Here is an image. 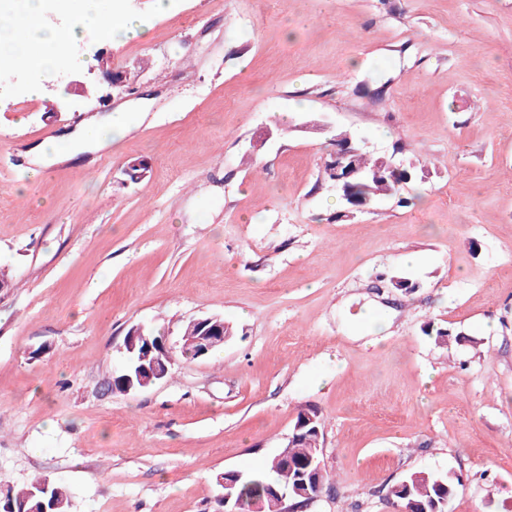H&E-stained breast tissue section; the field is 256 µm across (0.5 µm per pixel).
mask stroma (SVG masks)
Here are the masks:
<instances>
[{
	"label": "stroma",
	"mask_w": 512,
	"mask_h": 512,
	"mask_svg": "<svg viewBox=\"0 0 512 512\" xmlns=\"http://www.w3.org/2000/svg\"><path fill=\"white\" fill-rule=\"evenodd\" d=\"M113 3L146 38H84L79 87L62 69L34 99L18 70L0 95V492L224 512L217 475L313 408L329 481L305 512H391L415 471L454 476L448 512H512V0ZM117 112L122 140L55 155ZM341 130L415 166L404 202L338 216ZM209 316L222 348L112 390L129 328L174 348Z\"/></svg>",
	"instance_id": "35a3bbf8"
}]
</instances>
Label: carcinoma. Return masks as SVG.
<instances>
[{
	"label": "carcinoma",
	"instance_id": "cac0c4a2",
	"mask_svg": "<svg viewBox=\"0 0 512 512\" xmlns=\"http://www.w3.org/2000/svg\"><path fill=\"white\" fill-rule=\"evenodd\" d=\"M351 144L352 154L346 160L352 175L340 181L337 189L341 213L360 211L379 199L398 195L416 178V169L408 164L396 174L379 170V158L369 155L364 146L345 131L336 134L334 145ZM141 343H136L132 358L125 361L123 371L115 379V385H123L128 378L136 377L142 368ZM322 419L311 409L309 416L298 413L291 438L283 449L266 462L259 473L227 470L216 477L227 487L223 491L232 494L239 512H283L281 490L288 491V498L304 503L301 495L305 484L310 482L321 468L320 436ZM455 482L449 474L415 471L393 484L389 497L404 512H448V501L454 495ZM52 501V512H68L69 493L59 484L46 483L35 478L24 486L9 488L0 498V512H41L42 503Z\"/></svg>",
	"mask_w": 512,
	"mask_h": 512
}]
</instances>
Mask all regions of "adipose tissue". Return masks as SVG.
<instances>
[{
	"instance_id": "ef3b65f1",
	"label": "adipose tissue",
	"mask_w": 512,
	"mask_h": 512,
	"mask_svg": "<svg viewBox=\"0 0 512 512\" xmlns=\"http://www.w3.org/2000/svg\"><path fill=\"white\" fill-rule=\"evenodd\" d=\"M94 8L95 0H0V75L22 69L35 98L68 63L71 42L88 34L103 43L146 36L142 22L117 8L83 23L81 10Z\"/></svg>"
}]
</instances>
